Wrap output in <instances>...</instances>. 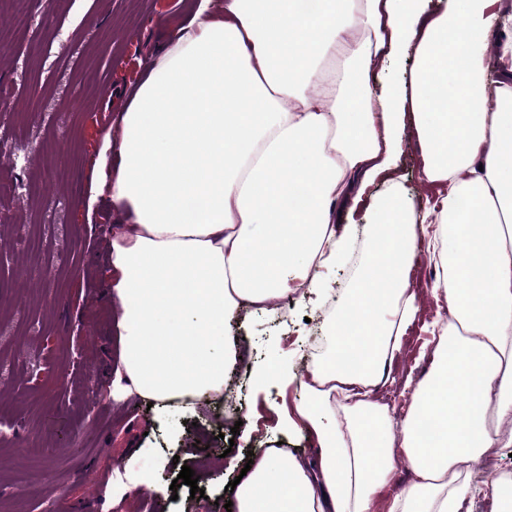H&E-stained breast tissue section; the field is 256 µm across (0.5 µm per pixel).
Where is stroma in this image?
<instances>
[{
  "instance_id": "obj_1",
  "label": "stroma",
  "mask_w": 512,
  "mask_h": 512,
  "mask_svg": "<svg viewBox=\"0 0 512 512\" xmlns=\"http://www.w3.org/2000/svg\"><path fill=\"white\" fill-rule=\"evenodd\" d=\"M187 2L34 0L23 31L0 6V34L9 40L0 49V87L13 100L11 109L0 111L6 147L0 168L11 186L0 194V238L12 246L0 263V503L6 512H75L89 498L96 512H226L233 477L209 463L211 453L244 457L280 443L301 462L316 459L310 436L278 428L275 411L303 400V348L311 336L328 332L340 313L353 277L346 269L330 273L333 288L324 304L292 305L281 297L277 311H242L227 330L249 362L246 371H226L224 379L241 385L243 427L262 428V439L228 441L230 420L220 399L194 411L175 404L162 416L145 399L115 401L105 390L119 338L105 277L110 229L87 219L84 208L91 170L116 128L104 114L121 112ZM57 28L62 40L49 42ZM411 68L405 55L385 54L374 62V110L383 107V89L408 80ZM422 166L415 136L404 133L390 174L377 178L373 192L398 182L423 209L437 189L424 183ZM35 246L44 260L33 269L28 261ZM415 295L409 345L389 365L387 379L409 393L431 367V330L440 319L432 288ZM283 356L291 371L288 386L256 388L252 370ZM132 456L147 468L166 457L157 473L166 485L190 466L204 497H191L185 484L174 500L145 487L116 496L111 483L95 484L98 473L121 470Z\"/></svg>"
}]
</instances>
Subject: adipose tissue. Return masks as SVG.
Instances as JSON below:
<instances>
[{"label":"adipose tissue","instance_id":"obj_1","mask_svg":"<svg viewBox=\"0 0 512 512\" xmlns=\"http://www.w3.org/2000/svg\"><path fill=\"white\" fill-rule=\"evenodd\" d=\"M512 28L504 0H196L172 27L151 73L120 114L114 168L91 192L122 220L110 228L107 282L121 336L115 396L172 400L224 393L236 363L224 329L242 306L268 309L296 288L323 300L322 273L345 262L356 223L338 202L385 170L412 128L426 183L442 191L424 215L391 189L369 207L366 259L347 291L356 326L335 324L329 356L284 411L287 432L313 436L316 465L278 448L254 457L234 489L237 512H375L397 453L414 480L386 512H459V467L499 441L512 415ZM413 52L410 81L371 104L369 68ZM494 99V110L483 107ZM469 207H462V200ZM441 241L434 292L454 321L399 436L368 400L337 414L345 386L376 385L415 317L407 288L424 239Z\"/></svg>","mask_w":512,"mask_h":512}]
</instances>
